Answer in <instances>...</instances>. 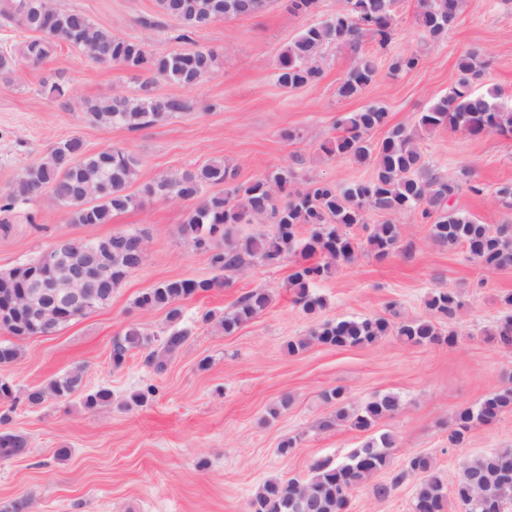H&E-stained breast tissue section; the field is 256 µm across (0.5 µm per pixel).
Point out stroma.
I'll return each mask as SVG.
<instances>
[{
    "label": "stroma",
    "mask_w": 512,
    "mask_h": 512,
    "mask_svg": "<svg viewBox=\"0 0 512 512\" xmlns=\"http://www.w3.org/2000/svg\"><path fill=\"white\" fill-rule=\"evenodd\" d=\"M61 10L84 12L98 26L122 37L142 39L150 52L169 55L206 48L217 56L213 74L185 88L163 78L154 96L186 105L168 120L130 131L102 128L79 107L81 99L116 93L135 98L144 75L119 65L88 62L81 49L63 44L40 64L21 48L30 35L0 26V50L15 61L0 79V190L51 148L72 137L89 152L119 147L140 160L129 185L176 174L213 160H224L237 183H248L278 167L339 185L369 177L371 169L321 152L323 142L340 134V120L366 106H384L390 125L413 126L419 112L448 94L456 61L479 49L491 59L476 84L498 88L499 101L512 108V0H467L447 36L427 45L415 16L418 0H397L395 29L386 49L366 43L379 67L373 81L352 99L336 89L354 67L350 47L325 48L323 77L313 85L286 88L275 80L280 54L305 28L344 6V0H317L308 14L289 11L288 0H271L261 14L219 21L190 43L176 40L177 21L159 15L155 0H52ZM154 26H144V19ZM423 52L415 70L392 73V56ZM61 74L72 90L64 108L48 96L42 81ZM420 148L440 176L453 179L469 170L484 191L462 189L453 205L478 222H512V207L496 195L512 182V137H474L442 127L421 134ZM190 209L175 199H151L142 207L114 214L106 224L69 223L49 195L0 215V272L27 264L64 238L97 241L119 232L145 238L146 258L112 292L111 301L53 334L17 340L18 359L0 365V380L11 383L15 400L0 404V432L22 437L24 454L0 457V505L25 499L27 512H248L249 501L267 478L306 479L317 460L346 461L367 436L348 426L321 428L336 410L325 391L339 387L358 407L392 393L400 409L380 420L377 432L396 439L386 470L373 482L402 470L416 454L431 455L447 483H454L463 459L512 448V413L489 426H477L459 448L448 445V427L457 410L474 407L491 391L512 381V348L488 341L512 310L501 299L512 294V266L484 273L462 246L436 245L429 227L406 214L397 216L401 239L386 259L361 253L339 265L313 291L326 305L309 315L285 286L292 256L278 266L252 260L224 285L181 303V327L191 336L155 372L145 352L133 353L121 367L112 364V340L129 324L163 339L171 330L162 308L143 309L138 296L169 279H210L216 271L208 253L184 241L179 228ZM256 288L271 296L268 309L225 335L218 317ZM456 289L462 309L440 330L455 329V345L409 346L386 336L373 345L329 348L313 344L292 354L289 341L307 336L326 321L388 315L424 314V300L436 289ZM83 372V390L65 399L47 396L30 405V389L46 386L73 369ZM109 390L110 399L87 409L83 396ZM287 410L269 411L282 398ZM294 437L289 454L280 442ZM417 475L408 476L381 501L372 484L355 492L350 512H412Z\"/></svg>",
    "instance_id": "35a3bbf8"
}]
</instances>
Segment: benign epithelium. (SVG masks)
<instances>
[{
  "label": "benign epithelium",
  "mask_w": 512,
  "mask_h": 512,
  "mask_svg": "<svg viewBox=\"0 0 512 512\" xmlns=\"http://www.w3.org/2000/svg\"><path fill=\"white\" fill-rule=\"evenodd\" d=\"M65 246L83 248L71 239L51 247L44 253V260L56 272L50 276L30 273L8 301V309L21 319L36 321L46 335L53 333L62 320L97 308V289L88 287L91 278L99 273L95 257L87 252L78 259H68L64 256Z\"/></svg>",
  "instance_id": "7a95c632"
}]
</instances>
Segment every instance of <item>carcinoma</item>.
I'll list each match as a JSON object with an SVG mask.
<instances>
[{"label": "carcinoma", "instance_id": "obj_1", "mask_svg": "<svg viewBox=\"0 0 512 512\" xmlns=\"http://www.w3.org/2000/svg\"><path fill=\"white\" fill-rule=\"evenodd\" d=\"M465 0H418L417 23L427 42L437 43L448 32L464 6ZM270 0H156L159 13L179 23L178 38L194 41V36L212 24L226 19L257 15L266 10ZM394 0H345L343 9L317 25L309 26L288 46L279 59L276 81L288 88L313 85L323 75L320 60L325 47L336 43L348 45L357 55L353 69L340 83L337 94L344 99L361 94L377 73L376 58L362 51L365 41L388 46L395 24ZM0 19L34 37L26 42L24 57L39 63L54 49L66 43L83 48L90 61L118 63L135 73H149L183 86L196 85L211 73L216 54L197 49L188 53L159 56L149 52L144 42L135 37H120L95 25L84 13L63 11L48 0H0ZM422 62L412 53L391 59L394 73L411 71ZM485 67L482 54L471 50L456 63L457 80L448 95L438 99L419 113L414 128L388 127L389 112L378 105L350 112L341 124L344 133L324 142L320 149L327 155L349 158L359 165L372 166L366 180L343 186L319 180H306L305 188L296 189L298 174L288 168L273 170L248 184L231 182L232 173L222 160L188 169L170 177L145 184L141 194L126 192L139 174V159L122 149L108 147L95 153L87 151L84 141L73 137L54 146L40 163L27 168L13 186L0 192V212L8 213L43 194L51 195L66 210L74 224H107L112 214L138 208L154 197L171 198L192 205L180 234L195 249L210 253L211 265L219 272H237L250 260L275 266L288 254H298L288 276L286 288L295 304L308 314L324 306L323 299L310 292L312 286L327 277L340 263L352 262L358 253L371 252L383 259L400 242L399 225L390 217L409 213L430 225V238L442 247L462 245L469 257L485 271L494 272L512 265V224L496 227L481 224L470 215L455 209L450 202L466 183L475 193L481 189L472 183L468 171L459 179L438 176L422 153L418 139L422 132L447 126L472 136L512 135V109L497 102L495 88L477 91L473 84ZM43 88L53 99L66 104L71 99L70 87L61 78L47 79ZM142 94L129 98L115 94L108 98L86 100L84 112L104 128L123 126L131 131L165 121L183 109L176 99H157L150 91V81L141 86ZM388 128L386 138L373 144L372 130ZM222 185L215 194L207 189ZM373 210L388 216L374 224L366 239L360 241L349 229L364 223V214ZM268 220V233L232 238L235 224H253ZM308 228L303 237L300 229ZM92 246L112 256V287L119 286L144 260L145 245L141 234L126 232L92 242ZM316 254L328 261L311 263ZM221 284L219 279H173L157 284L141 294L137 305L143 308L166 307L170 321L180 319L181 302L206 293ZM269 305V295L254 289L242 295L233 311L224 314L220 325L224 334L232 335L245 322L262 314ZM427 314L391 321L382 316L324 322L305 340L288 342V353L294 354L311 343L346 348L374 343L383 336H395L406 345L457 343L458 333L450 328L443 333L436 320H452L463 302L458 292L436 289L424 302ZM499 345L512 346V316L506 317L489 333ZM188 340L184 330L171 331L159 346L150 349L151 335L137 324L128 325L112 340V364L122 366L135 351L150 349L145 363L157 372L177 354ZM82 371L74 369L52 379L44 388L32 389L27 400L41 404L47 395L68 398L80 391ZM400 407L394 394L377 397L358 409L343 408L321 421V427L332 428L339 422L359 431L372 430L376 422ZM512 412V385L488 393L475 408L458 410L448 429V447L458 448L478 425H490L507 412ZM395 439L388 433L371 435L345 463L317 460L310 466V477L266 480L251 498L253 512H348L354 492L370 477L389 464V450ZM25 441L11 433H0V456L21 453ZM409 473L421 475L416 484L413 512H445L448 494L461 508L469 507L474 487L481 483L497 493L495 512H512V448L461 461L453 488H448L443 474L432 456L416 454L409 458L406 469L387 481L373 485V495L384 500L396 490Z\"/></svg>", "mask_w": 512, "mask_h": 512}]
</instances>
